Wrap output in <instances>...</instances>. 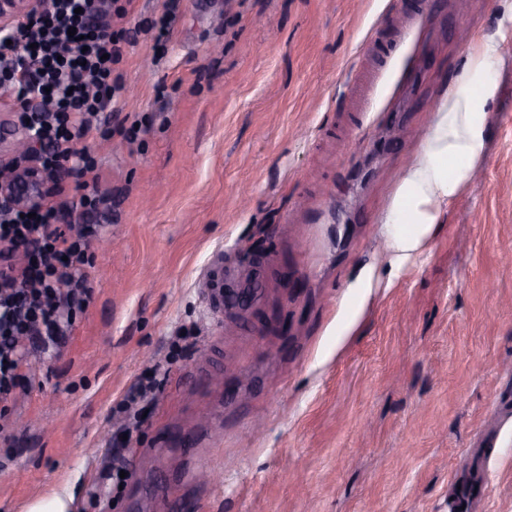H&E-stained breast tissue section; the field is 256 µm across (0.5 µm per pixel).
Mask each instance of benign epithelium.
Here are the masks:
<instances>
[{"label":"benign epithelium","instance_id":"1","mask_svg":"<svg viewBox=\"0 0 512 512\" xmlns=\"http://www.w3.org/2000/svg\"><path fill=\"white\" fill-rule=\"evenodd\" d=\"M46 0H0V31L13 29L16 24L35 10L45 7ZM23 151L14 141L0 137V170L9 177L0 178V205L13 208H31L42 204L47 194V178L33 161L39 145L23 135Z\"/></svg>","mask_w":512,"mask_h":512}]
</instances>
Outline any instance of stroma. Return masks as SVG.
I'll return each instance as SVG.
<instances>
[{
	"instance_id": "1",
	"label": "stroma",
	"mask_w": 512,
	"mask_h": 512,
	"mask_svg": "<svg viewBox=\"0 0 512 512\" xmlns=\"http://www.w3.org/2000/svg\"><path fill=\"white\" fill-rule=\"evenodd\" d=\"M420 2L180 0L165 43L139 33L114 73L150 131L85 145L108 191L92 299L0 416V512L68 484L71 512H512V0H428L425 41L378 74L368 32L400 41ZM447 94L487 115L477 177L357 301ZM233 247L274 262L223 329L195 282ZM153 370L154 400L117 413ZM116 448L130 477L96 498ZM500 56V45L485 39L475 43L468 58V69L474 74H480L482 79L473 84L474 97L487 101L494 94L495 85L488 78V72ZM378 281L379 277L376 273V268L369 265L363 266L350 288H355L357 297L362 302L370 295L372 288H375Z\"/></svg>"
}]
</instances>
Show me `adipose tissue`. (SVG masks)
Listing matches in <instances>:
<instances>
[{
    "label": "adipose tissue",
    "mask_w": 512,
    "mask_h": 512,
    "mask_svg": "<svg viewBox=\"0 0 512 512\" xmlns=\"http://www.w3.org/2000/svg\"><path fill=\"white\" fill-rule=\"evenodd\" d=\"M499 56L498 43H475L468 68L479 76L474 84L476 98L493 96L495 85L488 72ZM485 128L482 112L436 113L424 147L402 176L382 220L381 233L391 243L388 260L392 273H399L411 254L441 229V215L430 205L435 199L455 195L470 178L484 147Z\"/></svg>",
    "instance_id": "adipose-tissue-1"
}]
</instances>
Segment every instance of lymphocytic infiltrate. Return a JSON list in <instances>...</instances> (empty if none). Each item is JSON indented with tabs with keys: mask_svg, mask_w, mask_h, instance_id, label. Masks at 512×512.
Returning a JSON list of instances; mask_svg holds the SVG:
<instances>
[{
	"mask_svg": "<svg viewBox=\"0 0 512 512\" xmlns=\"http://www.w3.org/2000/svg\"><path fill=\"white\" fill-rule=\"evenodd\" d=\"M134 2L49 0L14 36L0 35V98L39 138L42 167L63 169L68 179L34 217L0 207V402L28 382L31 353L57 344L90 303L93 218L105 197L97 159L80 144L142 132L120 122L113 77L131 40Z\"/></svg>",
	"mask_w": 512,
	"mask_h": 512,
	"instance_id": "obj_1",
	"label": "lymphocytic infiltrate"
}]
</instances>
